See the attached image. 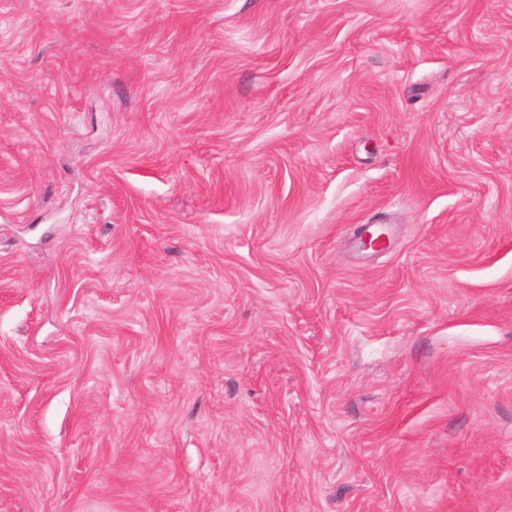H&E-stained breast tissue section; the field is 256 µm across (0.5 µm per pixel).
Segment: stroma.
Instances as JSON below:
<instances>
[{
    "instance_id": "stroma-1",
    "label": "stroma",
    "mask_w": 512,
    "mask_h": 512,
    "mask_svg": "<svg viewBox=\"0 0 512 512\" xmlns=\"http://www.w3.org/2000/svg\"><path fill=\"white\" fill-rule=\"evenodd\" d=\"M0 512H512V0H0Z\"/></svg>"
}]
</instances>
